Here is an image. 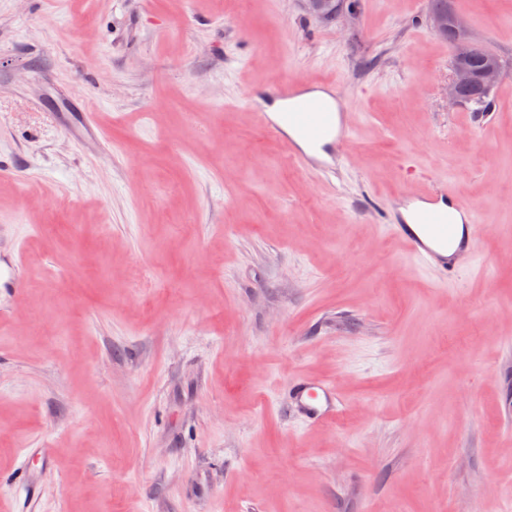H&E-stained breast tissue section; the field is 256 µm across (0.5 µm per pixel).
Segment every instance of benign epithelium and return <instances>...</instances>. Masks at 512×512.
<instances>
[{"mask_svg": "<svg viewBox=\"0 0 512 512\" xmlns=\"http://www.w3.org/2000/svg\"><path fill=\"white\" fill-rule=\"evenodd\" d=\"M428 23L433 30L440 34L448 33L453 30L456 40L452 48V68L453 78L448 84V103L457 105L462 102V93L464 90L479 85L489 89L493 87L502 75L501 61L493 57L486 61V64L476 72L462 62L470 48V43L466 40V21L464 18L456 15L448 18V13L443 11H432L428 15Z\"/></svg>", "mask_w": 512, "mask_h": 512, "instance_id": "benign-epithelium-1", "label": "benign epithelium"}]
</instances>
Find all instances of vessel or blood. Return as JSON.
Segmentation results:
<instances>
[{"label":"vessel or blood","instance_id":"vessel-or-blood-1","mask_svg":"<svg viewBox=\"0 0 512 512\" xmlns=\"http://www.w3.org/2000/svg\"><path fill=\"white\" fill-rule=\"evenodd\" d=\"M276 93L284 108L259 112L258 122L264 131L279 140L294 161L325 174L333 172L338 146L348 141L353 131L347 113L307 97L298 83H280ZM452 209L462 216V223L450 219ZM385 221L411 260L437 271L441 280L454 278L469 267L473 239L480 229L477 214L448 187H429L412 197H397ZM282 396L292 416L307 426L334 420L342 407L335 386L323 380L292 379L283 387Z\"/></svg>","mask_w":512,"mask_h":512}]
</instances>
